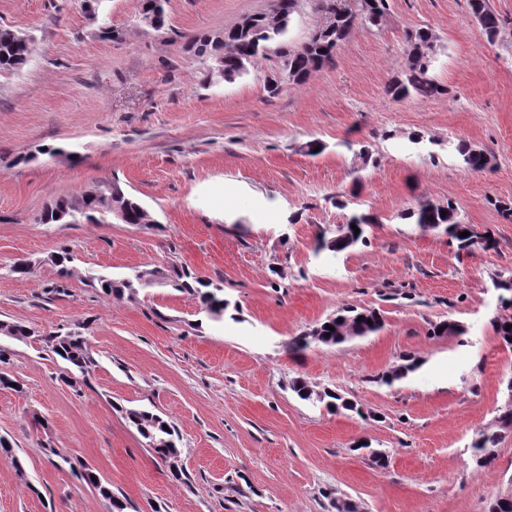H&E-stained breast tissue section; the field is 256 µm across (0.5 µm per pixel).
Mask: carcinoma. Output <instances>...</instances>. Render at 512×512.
Masks as SVG:
<instances>
[{"label":"carcinoma","instance_id":"carcinoma-1","mask_svg":"<svg viewBox=\"0 0 512 512\" xmlns=\"http://www.w3.org/2000/svg\"><path fill=\"white\" fill-rule=\"evenodd\" d=\"M168 0H138L137 16L152 19L154 25L164 29L167 25ZM387 0H354V6L342 4V0H316L315 10L325 16V22L314 29L306 42L293 48L283 42V36L293 14L297 11L299 0H271L269 9L263 13L250 14L243 17L233 27L224 30L223 37L203 35L189 41L187 50L199 59L202 65L204 82L214 80L212 68L219 62L224 65V81L233 82L247 74V66L259 56L266 57L274 52L279 59L277 75L267 83V91L278 94L282 82L295 84L304 82L310 73L316 69L334 62L336 52L345 42L353 29L359 26L375 27L382 22L386 13ZM470 12L478 20L482 32L489 43L497 39L501 27L500 18L491 7L489 0H469ZM84 10L90 20L97 23L98 32L103 39H111L115 35L112 21L100 7L99 0H84ZM434 45L432 34L425 29H417L406 34V64L400 76L388 85L387 92L395 101L409 97L431 98L447 93L429 75L431 67L430 51ZM33 53L32 43L22 39L14 30L0 27V76L21 69ZM455 151L462 158L463 164L475 172L484 171L490 164L488 156L460 140L455 145ZM119 210L125 216L126 224H148L153 219L152 214L118 181L107 182L86 191L74 198H59L47 205L39 215L43 224H77L87 221L94 224H105L112 219V211ZM447 211L441 216V211ZM404 218L414 220V223L428 230H441L457 242L460 252H467L477 244L485 248L494 246L489 235L477 231L471 224H464L458 219V213L453 203L441 207L425 203L404 214ZM371 223L366 215H354L346 224V236L336 241L330 240L326 234L318 236L315 251L329 250L340 253L354 248L357 244L366 243L365 227ZM356 228H351V225ZM468 231L467 237L459 233ZM107 295H120L136 286L151 285L155 282L188 292L195 296L201 309L211 318H221L229 307L224 299V286L220 282L196 276L186 269L175 267L168 273L161 271L139 273L134 279L114 281L106 275L92 277ZM331 325L334 330L326 329ZM512 314L497 316L492 321L495 334L501 344L512 349ZM384 326L381 313L374 309L357 310L346 306L338 310L335 316L313 327L309 332L295 338L294 348L304 350L313 343L325 345L342 344L358 337L368 336L380 331ZM330 336H325V333ZM444 334L462 338L466 335L465 327L457 321L440 322L433 325V335ZM0 334L20 342H27L34 332L20 324L0 322ZM47 347L55 355L65 361L69 368L64 373L63 381L70 386L79 383V376L87 372L91 363L84 348L85 338L78 330L66 335H52L45 338ZM420 366L419 359L405 355L400 362L391 368L377 374L374 381L388 387L406 379L409 373ZM292 391L302 401L320 403L330 412L340 409L361 413L358 404L329 390L317 392L309 383L297 377L292 381ZM127 418L139 434L147 440L148 447L162 460L177 457L178 449L174 439L173 428L163 429L166 421L159 415L147 410L132 409L127 412ZM507 424L500 423L496 429L486 427L476 432L471 449L473 458L482 467L497 458L498 448L502 442V430ZM63 462L69 470L84 481L99 488L103 496L112 500L116 512H123L122 502L112 498V492L92 480L94 474L88 470L81 471L76 463L65 458Z\"/></svg>","mask_w":512,"mask_h":512}]
</instances>
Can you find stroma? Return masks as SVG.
I'll return each instance as SVG.
<instances>
[{
  "label": "stroma",
  "instance_id": "obj_1",
  "mask_svg": "<svg viewBox=\"0 0 512 512\" xmlns=\"http://www.w3.org/2000/svg\"><path fill=\"white\" fill-rule=\"evenodd\" d=\"M487 42L468 0H388L379 26L353 30L333 64L269 95L274 63L203 84L190 37L222 33L270 0H169L168 26L136 24L137 0H109L115 39L99 36L83 0H0V26L34 44L0 76V322L35 331L1 366L0 512H488L512 493V429L495 461L471 443L505 406L512 351L495 335V275L512 270V0ZM435 38L430 75L446 94L394 101L405 34ZM319 140L317 156L303 143ZM465 140L492 156L482 172L451 151ZM367 148L369 161L357 153ZM119 180L151 224H43L47 202ZM455 203L494 248L458 252L447 234L403 219L422 203ZM365 214L366 241L315 252L320 231ZM68 250L71 273L52 255ZM31 262L17 275V260ZM178 265L223 281L230 314L208 319L197 299L154 284L105 295L115 279ZM379 309L384 326L347 343L293 340L338 306ZM455 320L465 342L435 336ZM81 329L93 363L73 388L46 336ZM410 353L421 372L388 388L374 377ZM353 400L332 414L291 391ZM143 408L176 430V465L160 460L126 412ZM385 450L374 466L355 442ZM81 462L87 484L45 446ZM292 391L300 400L323 404L330 412L335 413L339 409H343L361 414V409L356 402L343 397L336 391L333 392L324 389L323 392H317L312 389L304 378L297 377L292 381Z\"/></svg>",
  "mask_w": 512,
  "mask_h": 512
}]
</instances>
